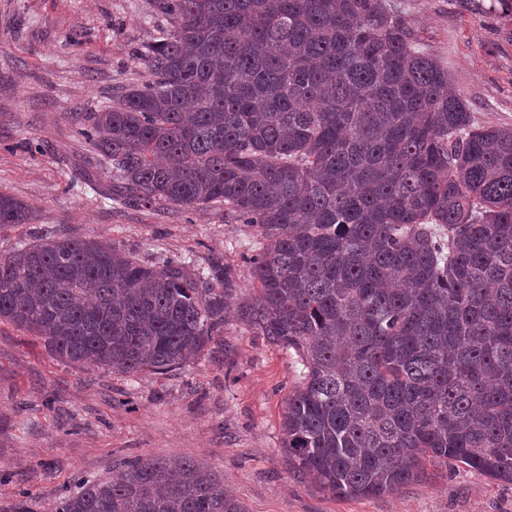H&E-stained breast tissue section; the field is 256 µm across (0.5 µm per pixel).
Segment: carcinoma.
<instances>
[{"instance_id": "carcinoma-1", "label": "carcinoma", "mask_w": 512, "mask_h": 512, "mask_svg": "<svg viewBox=\"0 0 512 512\" xmlns=\"http://www.w3.org/2000/svg\"><path fill=\"white\" fill-rule=\"evenodd\" d=\"M147 80L78 134L116 208L224 209L260 237L240 317L299 358L283 448L338 496L427 457L512 484V129L475 125L389 0H157ZM0 191V230L30 224ZM234 266L201 276L96 239L0 254V323L67 365L170 371L224 333ZM58 512H246L192 459L121 463Z\"/></svg>"}]
</instances>
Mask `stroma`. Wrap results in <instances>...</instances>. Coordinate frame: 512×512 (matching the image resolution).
<instances>
[{
	"instance_id": "obj_1",
	"label": "stroma",
	"mask_w": 512,
	"mask_h": 512,
	"mask_svg": "<svg viewBox=\"0 0 512 512\" xmlns=\"http://www.w3.org/2000/svg\"><path fill=\"white\" fill-rule=\"evenodd\" d=\"M394 2L476 124L512 128V0ZM164 24L156 0H0V191L35 213L0 231V252L96 238L139 261L164 255L196 272L220 256L246 300L257 242L250 225L228 223L220 208L120 212L73 183L91 156L77 117L142 81L133 52ZM299 383L295 358L233 312L200 358L163 374L64 365L43 340L0 323V512L20 503L57 512L81 479L111 478L138 457L210 465L247 512H512V484L442 461L378 497L315 487L282 447V415Z\"/></svg>"
}]
</instances>
